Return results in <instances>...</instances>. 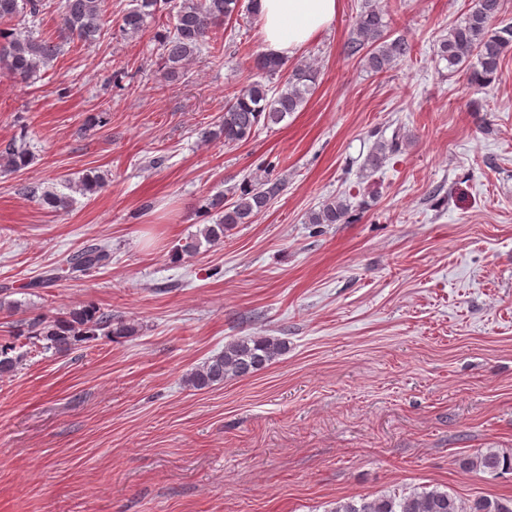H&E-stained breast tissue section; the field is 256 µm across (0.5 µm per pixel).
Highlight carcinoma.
I'll use <instances>...</instances> for the list:
<instances>
[{"label": "carcinoma", "mask_w": 512, "mask_h": 512, "mask_svg": "<svg viewBox=\"0 0 512 512\" xmlns=\"http://www.w3.org/2000/svg\"><path fill=\"white\" fill-rule=\"evenodd\" d=\"M170 0H134L132 8L121 17L120 29L128 37L143 32L147 19L166 10L169 22L157 34L163 49L168 74L179 75L184 65L212 41L216 30L229 24L239 12L238 0H180L168 8ZM44 0H0V22L23 21L37 18L43 11ZM63 31L90 45L104 26L107 14L106 0H59ZM503 0H477L476 7L463 21L448 28V35L440 39L441 59L448 62V70L461 71L476 87L490 85L498 76L506 53L512 49V25L504 23ZM348 54L363 60L376 74L390 70L395 64L411 57L412 44L402 36L389 34V22L382 11L367 6L355 21L347 45ZM61 52V43L36 36L12 27L0 28V62L6 73L27 80L50 64ZM287 61L266 53L251 56L249 69L253 80L241 89L224 107V115L216 129L207 132L221 139L226 146L237 145L253 138L263 127L277 125L304 106L317 82V71L304 64L285 74ZM279 78V86L269 82ZM399 132L389 140H378L366 160V166L377 169L392 155L400 152ZM32 161L24 143L14 139L0 148V167L21 169ZM284 180L255 176L233 187L231 202L220 193L207 199L201 211L217 214L213 223L200 230L201 238L185 243L180 248L184 255L196 254L202 243L217 244L240 224H251L265 212L279 195ZM28 196L51 212L67 208L71 198L54 190L39 191L37 186H26ZM353 221L351 205L346 198L336 196L327 200L319 210L308 217L311 224H348ZM112 254L108 246L90 241L68 255L62 264L50 270L34 288H45L63 278L87 275L109 264ZM138 333V326L120 316L94 305L72 309L64 316L42 315L34 319L16 321L13 336H24L42 342L44 350L66 355L79 342H90L103 335L115 340ZM287 351L286 341L268 335L234 338L224 349L207 358L186 377L187 385L196 390H207L232 378L246 377L272 365ZM25 359L12 343L0 344V376L15 373ZM463 466L493 475L512 472V452L490 448L463 462ZM328 512H512V496L490 499L477 497L461 500L437 487L414 490L410 493L394 491L372 499L363 497L339 499Z\"/></svg>", "instance_id": "carcinoma-1"}]
</instances>
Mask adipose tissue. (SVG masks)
<instances>
[{
	"instance_id": "obj_1",
	"label": "adipose tissue",
	"mask_w": 512,
	"mask_h": 512,
	"mask_svg": "<svg viewBox=\"0 0 512 512\" xmlns=\"http://www.w3.org/2000/svg\"><path fill=\"white\" fill-rule=\"evenodd\" d=\"M340 0H253L265 52L292 56L326 30Z\"/></svg>"
}]
</instances>
